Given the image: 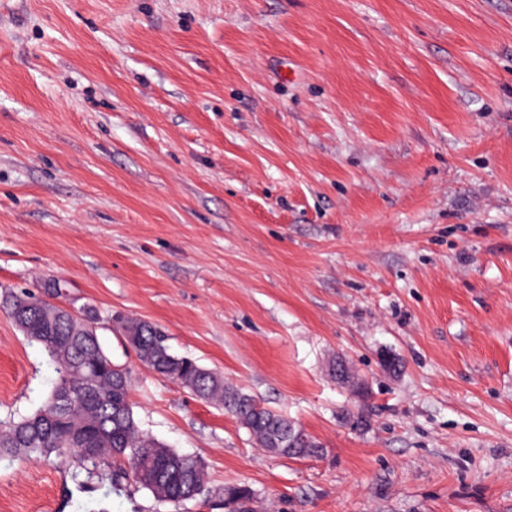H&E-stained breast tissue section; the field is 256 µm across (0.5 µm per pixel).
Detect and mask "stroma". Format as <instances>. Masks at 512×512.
Masks as SVG:
<instances>
[{"label":"stroma","instance_id":"35a3bbf8","mask_svg":"<svg viewBox=\"0 0 512 512\" xmlns=\"http://www.w3.org/2000/svg\"><path fill=\"white\" fill-rule=\"evenodd\" d=\"M47 275L209 493L4 461L0 512H512V0H0V423L53 385L7 305ZM116 313L322 453L256 448ZM253 492L245 485L229 484L224 486V509L229 512H250Z\"/></svg>","mask_w":512,"mask_h":512}]
</instances>
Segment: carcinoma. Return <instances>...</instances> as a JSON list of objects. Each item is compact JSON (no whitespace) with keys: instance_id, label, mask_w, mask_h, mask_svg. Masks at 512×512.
Wrapping results in <instances>:
<instances>
[{"instance_id":"1","label":"carcinoma","mask_w":512,"mask_h":512,"mask_svg":"<svg viewBox=\"0 0 512 512\" xmlns=\"http://www.w3.org/2000/svg\"><path fill=\"white\" fill-rule=\"evenodd\" d=\"M9 313L13 320L25 313L30 321L46 328L34 342L47 353L56 378L41 408L0 430V462L76 455L73 436L77 434L84 447L93 450L92 455L81 458L87 470H96L104 460L112 461L114 486L129 478L158 502L174 506L208 491L201 459L180 453L141 429L130 400L129 372L117 370L119 364L112 361L99 337L86 335L53 305H41L27 294L11 297ZM115 327L144 366L196 398L224 405L268 453L295 459L319 454L322 445L312 436L303 448L288 447L282 440L288 419L225 381L220 373L171 352L168 336L157 325L121 315ZM62 391L71 397L73 407L63 409L57 403ZM253 498L245 485L224 486L227 512H248Z\"/></svg>"}]
</instances>
